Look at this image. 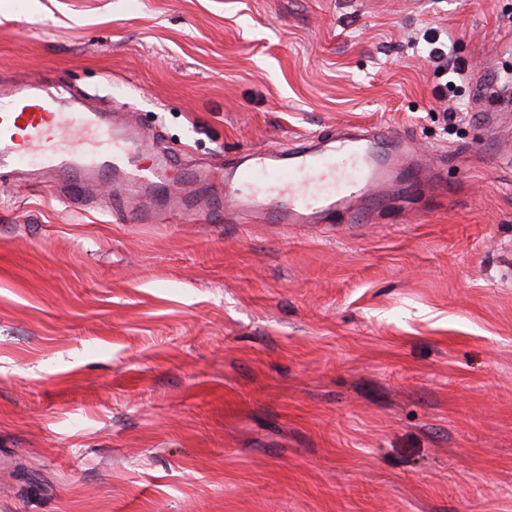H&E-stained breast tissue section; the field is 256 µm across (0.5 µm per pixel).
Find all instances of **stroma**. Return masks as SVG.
Listing matches in <instances>:
<instances>
[{"label": "stroma", "mask_w": 512, "mask_h": 512, "mask_svg": "<svg viewBox=\"0 0 512 512\" xmlns=\"http://www.w3.org/2000/svg\"><path fill=\"white\" fill-rule=\"evenodd\" d=\"M507 34L512 0H0V86L62 81L193 167L382 122L447 178L339 230L1 173L0 512H512V165L480 117L512 127V84L473 93ZM422 39L426 44V57L435 64L436 69L438 71L448 69V51L445 52V44L439 42V35L424 33ZM437 43L439 46H436Z\"/></svg>", "instance_id": "35a3bbf8"}]
</instances>
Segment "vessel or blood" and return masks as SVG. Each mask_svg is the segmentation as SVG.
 <instances>
[{
    "label": "vessel or blood",
    "mask_w": 512,
    "mask_h": 512,
    "mask_svg": "<svg viewBox=\"0 0 512 512\" xmlns=\"http://www.w3.org/2000/svg\"><path fill=\"white\" fill-rule=\"evenodd\" d=\"M151 147L111 112L68 96L63 86L0 89V171L37 165L64 183L63 203L86 205L98 184L129 201L138 223L172 217L205 223L242 216L269 224L371 223L399 186H437L440 163L413 150L388 125L324 130L225 162L220 175L172 158L138 160Z\"/></svg>",
    "instance_id": "b4317fda"
}]
</instances>
